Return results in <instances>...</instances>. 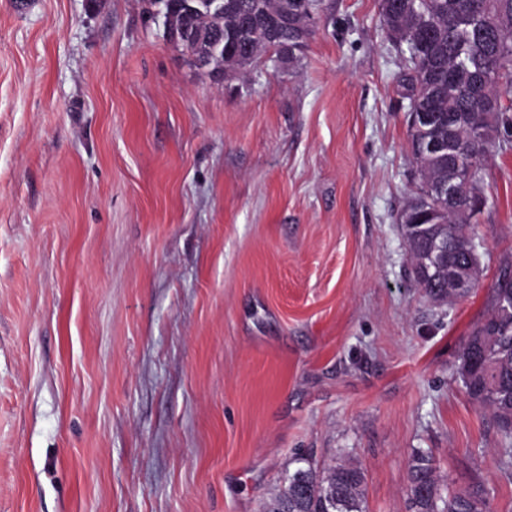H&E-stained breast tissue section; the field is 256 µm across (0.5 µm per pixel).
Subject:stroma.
Here are the masks:
<instances>
[{
	"mask_svg": "<svg viewBox=\"0 0 512 512\" xmlns=\"http://www.w3.org/2000/svg\"><path fill=\"white\" fill-rule=\"evenodd\" d=\"M405 94L379 0L219 84L142 0H0V512H262L303 449L408 512L418 448L512 512L456 372L512 262V146L479 285L428 301Z\"/></svg>",
	"mask_w": 512,
	"mask_h": 512,
	"instance_id": "35a3bbf8",
	"label": "stroma"
}]
</instances>
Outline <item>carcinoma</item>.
Returning a JSON list of instances; mask_svg holds the SVG:
<instances>
[{"mask_svg":"<svg viewBox=\"0 0 512 512\" xmlns=\"http://www.w3.org/2000/svg\"><path fill=\"white\" fill-rule=\"evenodd\" d=\"M302 12L282 14L283 0H224V13L206 9L188 13L176 6L166 20L167 37L193 58L205 59L226 76L245 75L268 53L294 52L280 46H307L316 35L309 13L325 12V0H299ZM386 36L399 48L408 71L409 111L428 112L437 132L408 127L411 153L422 182H447L448 168L458 163L479 175L492 153L512 145V0H379ZM277 29L270 39L268 26ZM454 132L462 146L455 159L431 162L433 136L448 139ZM428 209L434 224L408 238L412 255L428 249L431 236L448 248V260L460 263L475 223L469 192L461 190L456 208L448 197L432 194ZM425 298L451 304L473 293L452 295L435 274L417 278ZM458 362L470 363L460 376L465 394L489 411L500 435V464L512 470V264L500 268L492 285L491 309L465 337ZM282 487L266 504V512H366L363 468L346 456L325 463L297 454L288 462ZM409 512H492L491 492L482 484L462 491H445L436 460L429 450L417 449L407 468Z\"/></svg>","mask_w":512,"mask_h":512,"instance_id":"1","label":"carcinoma"}]
</instances>
